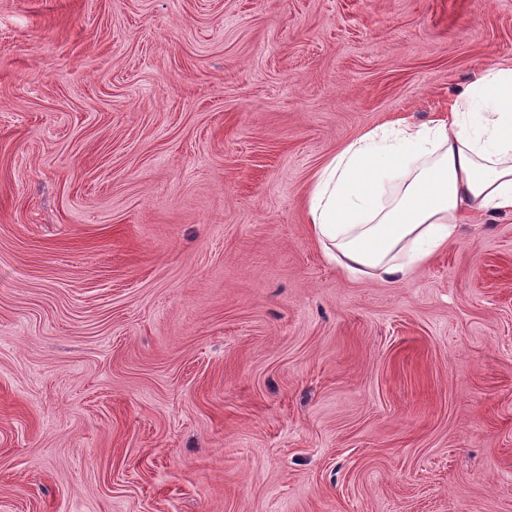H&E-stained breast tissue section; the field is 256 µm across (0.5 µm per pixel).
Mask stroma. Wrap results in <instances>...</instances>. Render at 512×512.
<instances>
[{"mask_svg":"<svg viewBox=\"0 0 512 512\" xmlns=\"http://www.w3.org/2000/svg\"><path fill=\"white\" fill-rule=\"evenodd\" d=\"M512 64V0H0V512H512V213L400 283L313 172Z\"/></svg>","mask_w":512,"mask_h":512,"instance_id":"stroma-1","label":"stroma"}]
</instances>
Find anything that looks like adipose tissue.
Wrapping results in <instances>:
<instances>
[{
    "instance_id": "adipose-tissue-1",
    "label": "adipose tissue",
    "mask_w": 512,
    "mask_h": 512,
    "mask_svg": "<svg viewBox=\"0 0 512 512\" xmlns=\"http://www.w3.org/2000/svg\"><path fill=\"white\" fill-rule=\"evenodd\" d=\"M512 213V68H486L431 126L370 130L331 154L307 195L311 230L349 276L394 283L474 215Z\"/></svg>"
}]
</instances>
